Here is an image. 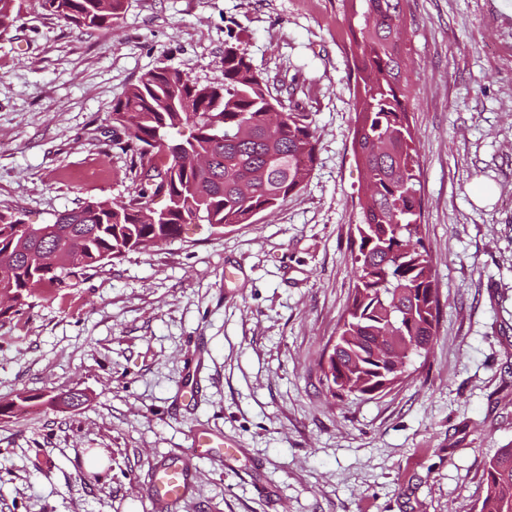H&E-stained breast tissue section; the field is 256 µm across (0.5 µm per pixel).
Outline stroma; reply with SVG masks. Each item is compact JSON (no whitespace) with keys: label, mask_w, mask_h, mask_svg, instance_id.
<instances>
[{"label":"stroma","mask_w":512,"mask_h":512,"mask_svg":"<svg viewBox=\"0 0 512 512\" xmlns=\"http://www.w3.org/2000/svg\"><path fill=\"white\" fill-rule=\"evenodd\" d=\"M318 160L252 223L183 226L30 308L0 302V512H166L157 464L185 466L180 512H479L512 448V12L406 0L407 110L439 292L436 339L382 393L332 397L324 350L355 285L364 186L350 131L343 0H129L81 32L31 0L0 37V208L46 224L127 196L112 136L125 89L169 65L223 77L228 31ZM482 180L498 192L473 198ZM82 393V405H53ZM235 443L203 451L197 438Z\"/></svg>","instance_id":"stroma-1"}]
</instances>
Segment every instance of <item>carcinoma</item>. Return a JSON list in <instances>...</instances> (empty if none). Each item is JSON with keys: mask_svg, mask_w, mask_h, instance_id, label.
<instances>
[{"mask_svg": "<svg viewBox=\"0 0 512 512\" xmlns=\"http://www.w3.org/2000/svg\"><path fill=\"white\" fill-rule=\"evenodd\" d=\"M26 0H0V36L21 17ZM350 14L355 123L352 148L369 194L359 201L356 282L339 334V349L324 371L336 398L360 386L373 392L387 367L373 358L377 331L402 337L408 361L434 339L438 298L424 243L416 131L407 112V48L400 41L403 0H344ZM128 0H41L47 15L80 31L110 30ZM223 80L201 83L159 66L131 84L112 107V123L126 130L132 191L120 201L94 200L27 224L0 212V262L13 276L0 293L28 305L30 282L56 288L138 250L143 239L171 242L185 224H249L297 191L317 161L308 115L292 112L273 95L235 37L224 43ZM185 124L194 135L168 137ZM168 205L143 220L153 198ZM70 252L73 265L57 267L49 254ZM480 512H512V448L490 461Z\"/></svg>", "mask_w": 512, "mask_h": 512, "instance_id": "obj_1", "label": "carcinoma"}]
</instances>
